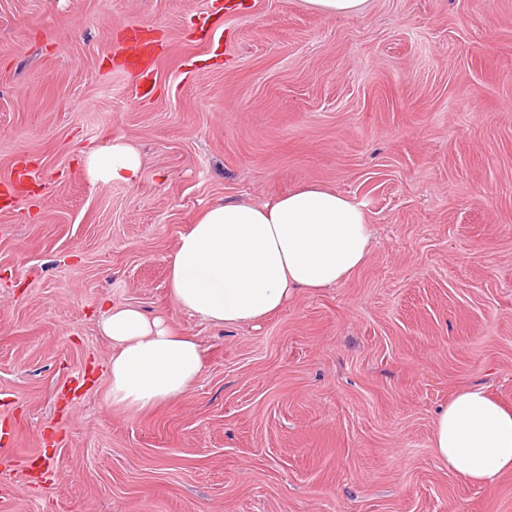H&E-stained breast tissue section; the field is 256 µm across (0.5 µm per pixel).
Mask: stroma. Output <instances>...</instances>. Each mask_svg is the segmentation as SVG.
Returning a JSON list of instances; mask_svg holds the SVG:
<instances>
[{
  "label": "stroma",
  "instance_id": "obj_1",
  "mask_svg": "<svg viewBox=\"0 0 512 512\" xmlns=\"http://www.w3.org/2000/svg\"><path fill=\"white\" fill-rule=\"evenodd\" d=\"M111 139L135 182L88 175ZM308 182L362 206V268L255 326L175 306L203 208ZM106 301L197 337L185 396L110 405ZM475 385L512 407V0H0V512H512L432 448ZM308 8L328 17L360 16L371 0H302ZM146 44L137 38H131L125 45H120L115 50V56H119L121 63L129 69L138 70L139 83L136 85L139 93H146L151 80L152 71L147 63L140 64L146 51ZM140 64V65H139Z\"/></svg>",
  "mask_w": 512,
  "mask_h": 512
}]
</instances>
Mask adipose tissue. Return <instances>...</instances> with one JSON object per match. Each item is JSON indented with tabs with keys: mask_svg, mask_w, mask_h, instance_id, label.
<instances>
[{
	"mask_svg": "<svg viewBox=\"0 0 512 512\" xmlns=\"http://www.w3.org/2000/svg\"><path fill=\"white\" fill-rule=\"evenodd\" d=\"M102 182H135L136 152L112 142L89 154ZM373 232L361 206L327 186L302 185L271 201L220 200L203 209L169 256L175 305L216 326L260 322L301 289L333 288L368 260ZM112 345V405L134 412L183 397L204 368L196 337L162 315L105 303L98 322ZM433 446L449 470L490 486L512 472V408L479 387L459 390L437 414Z\"/></svg>",
	"mask_w": 512,
	"mask_h": 512,
	"instance_id": "obj_1",
	"label": "adipose tissue"
}]
</instances>
